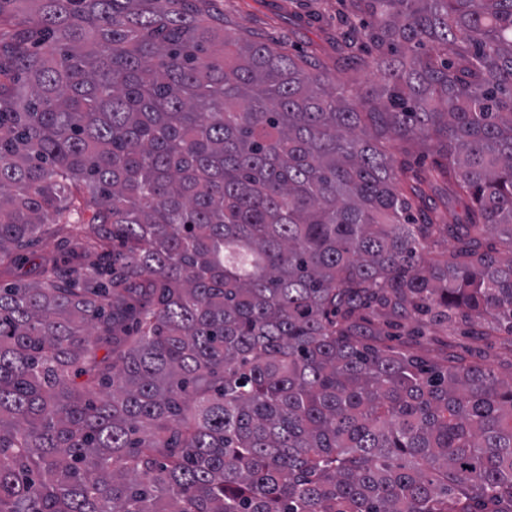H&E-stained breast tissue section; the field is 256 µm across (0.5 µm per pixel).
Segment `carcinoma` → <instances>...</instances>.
Masks as SVG:
<instances>
[{
  "mask_svg": "<svg viewBox=\"0 0 512 512\" xmlns=\"http://www.w3.org/2000/svg\"><path fill=\"white\" fill-rule=\"evenodd\" d=\"M212 2L0 0V260L76 259L0 287V512H512V373L376 326L512 359V0H350L340 95ZM71 248L60 244V239L52 234H43L35 239L26 247V252L33 261L21 264L10 269L4 266L0 267V284L10 285L15 283H24L36 280L34 271V262H38L41 257H51L57 260L61 267L68 265ZM476 323L443 324L432 327L422 344H410L406 348L415 356L425 360L448 355V351L462 352L465 346L471 345L466 337L469 332L477 329Z\"/></svg>",
  "mask_w": 512,
  "mask_h": 512,
  "instance_id": "carcinoma-1",
  "label": "carcinoma"
}]
</instances>
